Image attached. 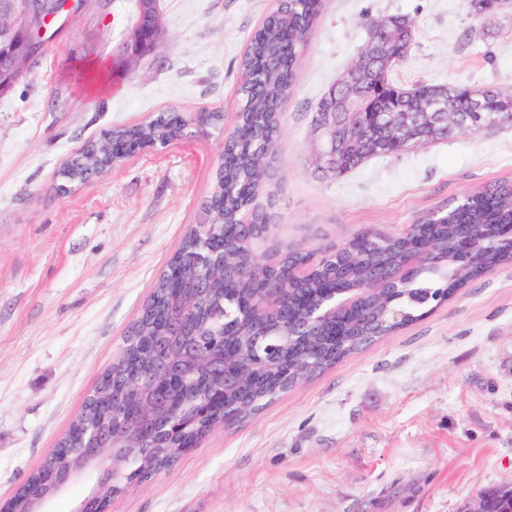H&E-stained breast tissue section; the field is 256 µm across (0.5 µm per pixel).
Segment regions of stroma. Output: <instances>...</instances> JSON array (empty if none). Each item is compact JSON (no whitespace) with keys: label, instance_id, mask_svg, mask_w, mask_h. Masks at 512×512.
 <instances>
[{"label":"stroma","instance_id":"stroma-1","mask_svg":"<svg viewBox=\"0 0 512 512\" xmlns=\"http://www.w3.org/2000/svg\"><path fill=\"white\" fill-rule=\"evenodd\" d=\"M277 0H159L164 37L104 91L77 73L112 62L136 0H84L0 95V500L55 447L188 227L202 222L239 103L238 62ZM405 15L413 45L391 79L512 90V6L469 0H323L295 66L259 252L394 233L448 198L512 180V121L341 175L318 162L316 106L376 18ZM166 111L220 112L223 128L140 153L62 189L75 151ZM512 484V265L416 324L216 428L112 512H461Z\"/></svg>","mask_w":512,"mask_h":512}]
</instances>
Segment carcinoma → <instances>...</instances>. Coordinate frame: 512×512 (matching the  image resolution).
Masks as SVG:
<instances>
[{"instance_id": "cac0c4a2", "label": "carcinoma", "mask_w": 512, "mask_h": 512, "mask_svg": "<svg viewBox=\"0 0 512 512\" xmlns=\"http://www.w3.org/2000/svg\"><path fill=\"white\" fill-rule=\"evenodd\" d=\"M67 0H50L31 24L32 34L45 26L49 15L66 12ZM322 0H281L277 15L252 34L241 59V103L234 131L224 139V163L217 167L214 186L204 205V223L212 225L201 239L189 231L157 277L139 315L129 326L125 346L117 361L86 398L57 448H67L92 427L107 435L122 420L135 415L143 393L129 381L150 372L156 339L171 332V313L183 284L173 266H192L203 287L194 292L184 313L199 336L203 352H224V369L243 374L251 395L222 392L219 379L200 371L180 382L155 379L164 389L173 415L186 424L182 441L193 439L198 428L218 427L224 419L244 418L261 410L287 391L297 377L307 378L340 363L378 339L405 328L454 297L473 281L500 266L512 264V246L499 237V226L512 224V182L500 181L472 189L426 214L385 240L365 245L349 239L336 255L319 248L293 250L270 261H252L248 254L247 224H261L272 213L253 209L264 192L273 166V142L280 133L282 111L293 80L299 49L321 13ZM481 16L497 13L500 0H470ZM367 101L360 116L361 129L375 155L396 156L409 149L445 140L458 133L484 131L488 117L512 114V90L497 87L418 83L405 88L384 75H370L360 86ZM448 99V111L457 113L458 127L433 131L424 112L431 101ZM372 112H413L422 136L403 140L386 125L376 124ZM184 136L180 114L161 112L147 124L114 128L103 134L113 145L105 154L111 166L129 159L131 145H164ZM98 156L69 160L62 172L71 184H82L99 166ZM364 162L352 147L336 152V174ZM475 244V262L457 260L464 236ZM237 262L231 271L225 262ZM288 264L295 274L280 284L279 295L265 300L264 287L273 267ZM248 272L246 288L226 292V282L239 270ZM157 445L135 447V475L146 480L180 454L177 439L168 436L169 425ZM58 452L47 455L27 481L45 488L46 475Z\"/></svg>"}]
</instances>
